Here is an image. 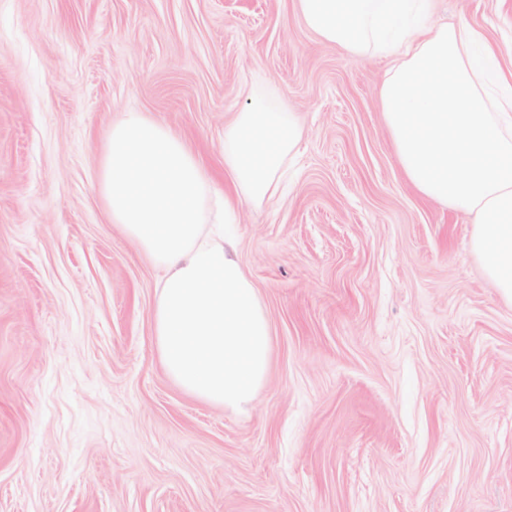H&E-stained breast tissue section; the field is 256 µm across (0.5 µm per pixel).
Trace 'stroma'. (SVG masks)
I'll return each instance as SVG.
<instances>
[{
    "instance_id": "1",
    "label": "stroma",
    "mask_w": 512,
    "mask_h": 512,
    "mask_svg": "<svg viewBox=\"0 0 512 512\" xmlns=\"http://www.w3.org/2000/svg\"><path fill=\"white\" fill-rule=\"evenodd\" d=\"M438 19L512 53V0ZM385 69L290 0H0V512H512V303L401 170ZM244 84L306 135L234 226L273 329L237 413L167 378L160 274L97 175L112 123L146 112L223 189Z\"/></svg>"
}]
</instances>
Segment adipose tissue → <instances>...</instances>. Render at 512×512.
I'll return each instance as SVG.
<instances>
[{
  "instance_id": "obj_1",
  "label": "adipose tissue",
  "mask_w": 512,
  "mask_h": 512,
  "mask_svg": "<svg viewBox=\"0 0 512 512\" xmlns=\"http://www.w3.org/2000/svg\"><path fill=\"white\" fill-rule=\"evenodd\" d=\"M437 0H292L321 41L387 63L378 103L398 163L424 197L470 216V249L512 301V71L483 29L436 23ZM305 129L288 104L253 93L224 129L233 191L185 141L143 112L113 123L98 189L113 224L163 277L152 336L169 379L188 396L244 412L264 387L272 327L236 253L242 203L274 197Z\"/></svg>"
}]
</instances>
